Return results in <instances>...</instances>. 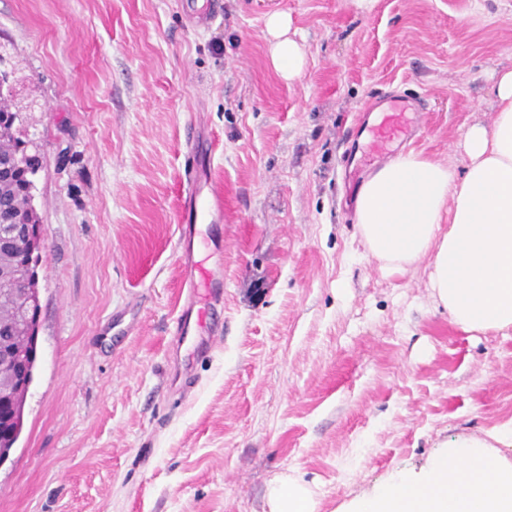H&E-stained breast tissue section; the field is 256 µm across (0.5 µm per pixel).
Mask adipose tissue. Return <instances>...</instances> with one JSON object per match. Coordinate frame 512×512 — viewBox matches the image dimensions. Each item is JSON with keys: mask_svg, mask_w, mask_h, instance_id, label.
<instances>
[{"mask_svg": "<svg viewBox=\"0 0 512 512\" xmlns=\"http://www.w3.org/2000/svg\"><path fill=\"white\" fill-rule=\"evenodd\" d=\"M272 68L300 78L306 53L289 36L287 14L265 19ZM491 126L464 135V173L415 152L372 172L354 205L358 236L389 273L420 260L430 266L429 287L452 322L467 332L512 329V70L493 86ZM512 420L488 439L463 437L435 455L422 472L390 475L351 500L345 512H512ZM268 512H318L310 487L280 475L267 487Z\"/></svg>", "mask_w": 512, "mask_h": 512, "instance_id": "adipose-tissue-1", "label": "adipose tissue"}]
</instances>
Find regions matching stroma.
<instances>
[{"label":"stroma","instance_id":"1","mask_svg":"<svg viewBox=\"0 0 512 512\" xmlns=\"http://www.w3.org/2000/svg\"><path fill=\"white\" fill-rule=\"evenodd\" d=\"M0 0V41L36 100L37 366L0 465V512H266L286 473L319 512L512 418V330L466 332L429 262L385 273L347 170L386 94L421 102L401 145L463 168L512 69V0ZM305 50L287 81L265 16ZM215 143L222 219L198 227L224 280L208 355L173 336L186 132Z\"/></svg>","mask_w":512,"mask_h":512}]
</instances>
